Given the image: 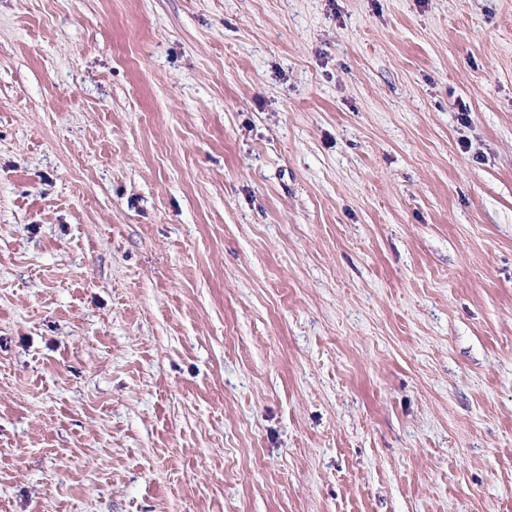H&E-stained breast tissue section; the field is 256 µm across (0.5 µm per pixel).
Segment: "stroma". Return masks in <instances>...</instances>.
Instances as JSON below:
<instances>
[{
  "label": "stroma",
  "instance_id": "obj_1",
  "mask_svg": "<svg viewBox=\"0 0 512 512\" xmlns=\"http://www.w3.org/2000/svg\"><path fill=\"white\" fill-rule=\"evenodd\" d=\"M0 512H512V0H0Z\"/></svg>",
  "mask_w": 512,
  "mask_h": 512
}]
</instances>
